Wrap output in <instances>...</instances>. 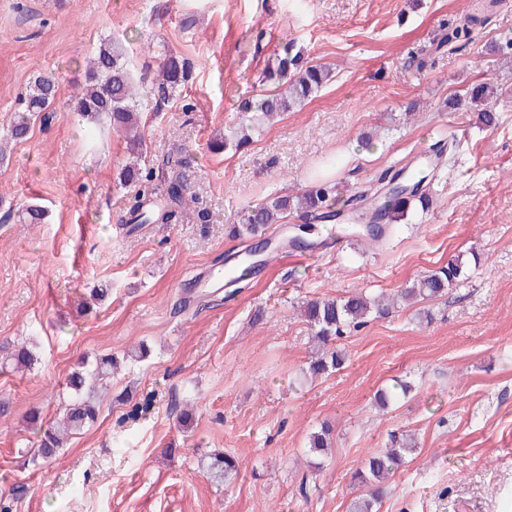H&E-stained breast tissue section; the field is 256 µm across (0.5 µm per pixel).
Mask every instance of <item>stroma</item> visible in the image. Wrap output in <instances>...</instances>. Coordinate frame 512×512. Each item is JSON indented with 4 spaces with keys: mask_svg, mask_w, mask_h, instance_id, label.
<instances>
[{
    "mask_svg": "<svg viewBox=\"0 0 512 512\" xmlns=\"http://www.w3.org/2000/svg\"><path fill=\"white\" fill-rule=\"evenodd\" d=\"M476 2L0 0V134L35 77L60 84L49 120L0 162V497L12 512H352L355 470L405 433L418 452L379 512H512V0L460 50L431 47ZM106 39L131 46L138 77L169 52L193 62L183 92L145 110L144 160L160 193L183 164L207 223L122 226L138 190L119 180L125 144L71 103ZM287 43L332 80L239 149L214 150L241 100L275 89L266 75ZM481 81L495 88L492 128L477 107L448 106ZM445 139L454 160L430 208L386 240L336 241L314 224L312 255L200 292L217 259L245 251L230 232L267 196L307 188L331 160L342 203ZM30 204L42 223L20 221ZM454 257L463 274L447 295L371 318L340 340L341 371L309 378L302 301L390 293ZM103 285L109 297L86 305ZM17 342L36 353L32 369L10 364ZM141 346L145 359H127ZM104 355L124 363L97 420L33 462L25 414L57 417L67 375ZM399 380L410 392L379 409L376 392ZM147 396L150 413L127 419ZM325 423L335 446L317 471L309 437ZM219 451L241 463L224 485L205 470Z\"/></svg>",
    "mask_w": 512,
    "mask_h": 512,
    "instance_id": "obj_1",
    "label": "stroma"
}]
</instances>
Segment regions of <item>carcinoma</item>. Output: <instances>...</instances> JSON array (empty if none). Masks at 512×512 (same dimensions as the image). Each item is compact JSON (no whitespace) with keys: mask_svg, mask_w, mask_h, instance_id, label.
<instances>
[{"mask_svg":"<svg viewBox=\"0 0 512 512\" xmlns=\"http://www.w3.org/2000/svg\"><path fill=\"white\" fill-rule=\"evenodd\" d=\"M494 5L495 0L478 4L476 13L468 17L467 23L448 27V33L436 44V48L468 42L472 34L471 26L475 23L485 24L489 20V8ZM193 68L194 64L189 59L174 53L167 54L152 82H138L130 66L128 48L120 41L108 40L97 48L90 59L84 84L72 95L74 111L82 118L96 122L106 119L114 132L125 134L132 163L124 171V180L139 183L137 193L129 201L127 218L124 219V223L131 225L132 232L142 224L170 223L183 214L188 203L193 201V195L186 193L184 174L178 173L170 181L168 200L163 204L158 202L154 198L152 169L143 168L138 163L143 157L141 124L144 101L156 96L170 99L181 92L191 78ZM267 79L281 82L280 91L244 101L241 111L249 114V118L235 128L233 137L224 139V146L246 143L248 131L261 121L308 100L329 80V72L317 65H301L300 56L291 54L290 48L286 47ZM492 95L493 91L486 83H477L467 92V98L474 104L486 102ZM58 97L59 85L55 78L40 75L34 79L22 108L14 116L4 139L0 140L1 157L9 142H21L28 138L35 121L42 113L51 110ZM383 179L390 183L399 179L401 187L389 194L374 193L369 196L362 192L356 195V206L348 212L336 206V184L328 179L317 181L294 199L288 196L270 197L249 209L244 222L237 226L234 234L253 241L256 253L264 255L270 248L265 236L267 228L284 223L288 212L298 209L311 220L331 225L345 238L356 236L380 242L398 224L408 222L409 212L413 209L419 207L424 211L429 208L435 174L422 165H405L396 169L392 176H383ZM462 270V262L451 259L447 265L392 295L369 298L357 293L339 299L316 298L306 301L305 318L321 347V353L310 363L311 372L324 375L340 370L346 357L336 342L348 331L364 325L373 313L389 312L400 300L442 297L458 282ZM258 271L259 265L240 261L235 264L233 283H244ZM10 360L18 370L32 367L36 358L28 348L17 346L11 352ZM115 365L116 360L110 356L98 357L92 364L82 362L81 369L68 375L67 388L72 394L58 424L43 422L35 411L29 413L28 419L38 435L39 443L34 459L49 461L55 458L64 447L66 435L79 433L96 419L99 385L112 373ZM331 439L332 428L325 424L310 435V451L322 457L327 455ZM412 451L414 446L403 441L392 448H380L368 457L363 467L354 472L355 484L363 489V493L353 503V512H378L387 491V480L405 463ZM238 469V460L228 455L214 456L208 463L210 478L218 483L232 480Z\"/></svg>","mask_w":512,"mask_h":512,"instance_id":"1","label":"carcinoma"}]
</instances>
